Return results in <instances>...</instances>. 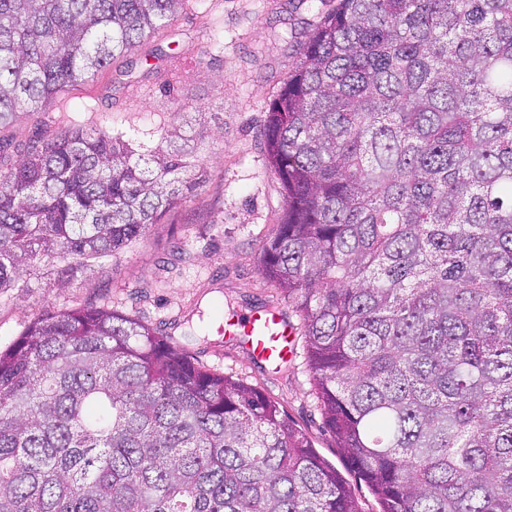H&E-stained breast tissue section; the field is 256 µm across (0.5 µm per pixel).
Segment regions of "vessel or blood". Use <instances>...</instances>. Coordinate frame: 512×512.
Listing matches in <instances>:
<instances>
[{"label": "vessel or blood", "mask_w": 512, "mask_h": 512, "mask_svg": "<svg viewBox=\"0 0 512 512\" xmlns=\"http://www.w3.org/2000/svg\"><path fill=\"white\" fill-rule=\"evenodd\" d=\"M296 326L276 307H263L224 322L228 336L246 337L253 359L282 363L292 354Z\"/></svg>", "instance_id": "1"}]
</instances>
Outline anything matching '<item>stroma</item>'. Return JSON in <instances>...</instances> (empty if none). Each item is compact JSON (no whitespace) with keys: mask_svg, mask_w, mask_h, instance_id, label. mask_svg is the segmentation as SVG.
<instances>
[{"mask_svg":"<svg viewBox=\"0 0 512 512\" xmlns=\"http://www.w3.org/2000/svg\"><path fill=\"white\" fill-rule=\"evenodd\" d=\"M336 0H187L167 26L55 105L21 113L0 137L48 139L64 125L123 132L155 146L168 124L191 136L207 176L202 187L151 225L137 243L97 259L69 281L58 268L21 273L0 293V349L48 311L104 306L140 320L206 368L242 379L279 403L351 489L360 512H380L325 431L303 349L286 368L254 360L221 333L216 311L276 303L260 247L285 208L267 169L260 133L266 110L301 46Z\"/></svg>","mask_w":512,"mask_h":512,"instance_id":"obj_1","label":"stroma"}]
</instances>
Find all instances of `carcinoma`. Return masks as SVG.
<instances>
[{"instance_id":"1","label":"carcinoma","mask_w":512,"mask_h":512,"mask_svg":"<svg viewBox=\"0 0 512 512\" xmlns=\"http://www.w3.org/2000/svg\"><path fill=\"white\" fill-rule=\"evenodd\" d=\"M187 0H0V127ZM261 249L325 426L382 512H512V0H338L269 105ZM0 289L68 277L202 186L192 150L0 139ZM0 512H359L256 387L105 307L0 351Z\"/></svg>"}]
</instances>
